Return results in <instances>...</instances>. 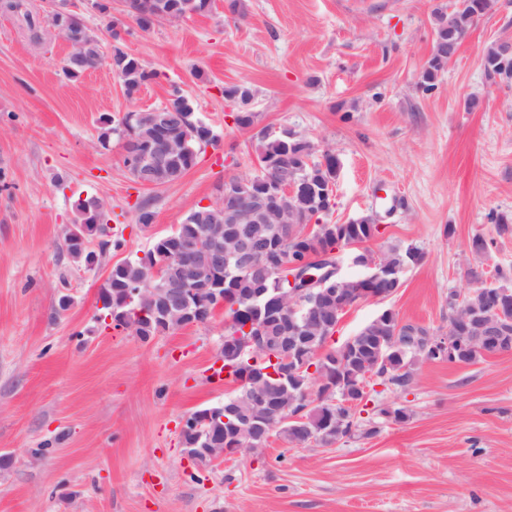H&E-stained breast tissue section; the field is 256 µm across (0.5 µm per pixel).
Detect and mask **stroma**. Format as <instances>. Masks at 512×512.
Masks as SVG:
<instances>
[{
	"label": "stroma",
	"mask_w": 512,
	"mask_h": 512,
	"mask_svg": "<svg viewBox=\"0 0 512 512\" xmlns=\"http://www.w3.org/2000/svg\"><path fill=\"white\" fill-rule=\"evenodd\" d=\"M21 2L0 10V512H512V351L418 364L407 392L379 396L410 419L376 435L309 448L276 439L261 456L202 467L180 432L236 388L209 381L224 314L144 342L109 328L98 301L113 265L222 200L225 178L257 168L261 136L288 129L340 159L330 223L372 216L373 250L424 255L391 297L350 309L336 342L386 308L445 330L450 291L512 268V236L491 221L512 218V81H489L482 60L512 39V0H494L429 93L418 81L432 12L454 0H242L235 19L211 0L147 30L122 0L107 17L72 0L103 55L117 46L156 71L131 96L107 64L67 78L64 38L49 27L33 41L23 20L46 17L49 0ZM240 82L255 90L248 130L224 96ZM175 87L215 142L177 181L139 187L122 135L99 144L100 120L161 107ZM473 96L481 106L471 111ZM81 198L103 205L122 241L91 266L61 251ZM144 202L153 223L138 221ZM477 235L490 242L482 258L469 250ZM62 295L71 304L61 313Z\"/></svg>",
	"instance_id": "35a3bbf8"
}]
</instances>
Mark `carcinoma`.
Instances as JSON below:
<instances>
[{
  "label": "carcinoma",
  "mask_w": 512,
  "mask_h": 512,
  "mask_svg": "<svg viewBox=\"0 0 512 512\" xmlns=\"http://www.w3.org/2000/svg\"><path fill=\"white\" fill-rule=\"evenodd\" d=\"M481 0H456L452 9L438 8L432 13L435 29V41L427 68L420 77V87L431 91L436 86L438 75L448 64V54L439 51V46L448 42V32L462 33L473 26L471 22L475 5ZM75 55L84 57L91 62H102L99 39L93 31L85 29L82 44L75 50ZM486 68L493 71H512V56L502 52L501 43L496 42L487 47L484 54ZM110 66L112 71L122 80L127 94L131 95L153 80L157 73L147 68L139 60L129 56L120 47L112 49ZM163 109L177 113L188 131L176 132V136L189 134L187 148L180 149L173 157L171 166L183 173L192 168L202 147L214 143L212 132L205 126L193 121V103L181 89L175 87L169 93V99ZM156 132V128L148 124L124 126V135L142 144L148 143ZM258 168L264 171L288 170L300 186L303 196L300 197L299 207L290 215L292 229L280 236L272 235V225L257 224L254 231L256 239L263 242L277 243V251L285 263L299 262L307 267L334 266L336 261L352 252L359 262L366 264L375 259L386 262L391 268L417 265L423 260V253L416 247L392 246L380 256H375L369 243L375 239L378 226L372 218L363 216L355 224H330L326 221L329 203L324 198L311 194L312 186L323 190L329 184H336L340 170L339 158L334 153L326 152L321 158L314 156V145L306 137L290 140L283 137H266L261 141L258 153ZM75 210L78 214L77 224H101L100 249H106L111 240L107 239L106 215L100 211V205L89 200H77ZM198 214L205 215V223H224V208L217 204L209 207L192 209L174 231L158 238L146 257L161 263L162 275L173 278L179 275L180 266L175 253L177 241L184 234L193 233L200 224L194 221ZM314 224L312 232H307L308 224ZM149 272L142 260L124 261L117 263L101 287L99 299L102 300L101 310L114 317V327L141 333V339L151 337L180 327V319L175 316L165 321L155 322L152 328H138L130 306L125 304L127 293L132 288H147L158 286L160 281L148 284ZM212 284L222 294L233 289L239 307L263 325L264 334L279 336L282 334V324L267 315L269 300L275 295V290H281L283 296H288V280H275L266 263H259L253 269L240 272L234 264L224 266L220 274L212 277ZM507 285L512 286V273L499 269L495 281L482 286L483 292L470 297L473 305L481 309L486 306L488 295L494 289ZM353 280L336 282V278L325 281L324 285L314 288L318 295L317 310L333 316L341 304L356 299ZM311 305L305 304L295 312L298 323L305 327L306 337L311 343L303 351V358L290 363L272 362L270 354L259 350L254 354L233 356L223 353L224 372L231 377L239 387L224 400V406L236 410L237 416L231 422L237 427L230 428L224 422H210L200 429L187 427L181 432L183 452L196 455L202 448L208 433L224 440H238L243 445L244 454H260L261 448H251L253 429L263 425L270 411V405L278 402L288 406V420L282 422L274 436L294 448H304L315 442L321 446L332 445L344 437L351 435L359 422L352 411L338 403L331 402L320 392L313 390L316 377L329 378L346 386L355 385L364 380V374L374 371L381 383L391 392L404 393L411 387L412 375L421 361H446L448 357L437 354L429 348H397L386 351L384 343L393 338L420 340L430 334L426 328L413 324H402L398 318H384L380 321L367 323L357 334L347 339L340 346L331 344L328 337L322 335L317 323L309 319ZM315 367V373H309L310 367ZM271 368L275 376L263 375V379L252 385L242 384L244 374L261 372ZM373 414L378 420H368L370 428L365 434L374 435L379 431V425L386 422H405L410 418V411L402 405L373 408ZM333 418L337 427L332 431L324 430L323 423L327 418Z\"/></svg>",
  "instance_id": "1"
}]
</instances>
